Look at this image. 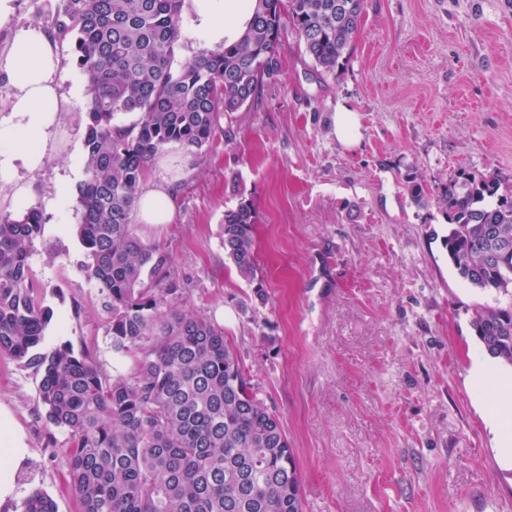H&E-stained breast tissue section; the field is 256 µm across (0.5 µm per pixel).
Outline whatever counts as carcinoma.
Here are the masks:
<instances>
[{
	"label": "carcinoma",
	"instance_id": "1",
	"mask_svg": "<svg viewBox=\"0 0 512 512\" xmlns=\"http://www.w3.org/2000/svg\"><path fill=\"white\" fill-rule=\"evenodd\" d=\"M184 0H56L49 32L71 46L87 77L86 179L76 233L85 278L102 296L112 351L133 355L107 378L63 342L45 348L54 310L30 280L41 210L0 213V354L40 375L46 422L71 443L66 464L81 512H302L301 485L281 420L247 380L224 328L177 310L170 259L137 230L135 213L155 156L170 145L198 155L222 121L279 76L289 21L316 68L350 54L365 0H250L239 39L174 67ZM136 113L121 124V114ZM445 247L459 277L512 295V183L478 169L450 176L437 197ZM247 202L224 212V252L265 301ZM492 358L512 366V301L475 308L471 321ZM19 512H57L39 489Z\"/></svg>",
	"mask_w": 512,
	"mask_h": 512
}]
</instances>
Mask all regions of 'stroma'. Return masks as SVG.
<instances>
[{"label": "stroma", "instance_id": "obj_1", "mask_svg": "<svg viewBox=\"0 0 512 512\" xmlns=\"http://www.w3.org/2000/svg\"><path fill=\"white\" fill-rule=\"evenodd\" d=\"M60 52L59 90L77 104L42 169L25 175L45 224L31 279L55 311L49 344L71 342L111 375L132 360L112 351L74 231L89 87L70 46ZM278 53L279 79L225 117L206 156L173 146L152 165L147 186L169 184L176 212L139 231L171 257L175 308L223 327L279 415L303 512H512V466L469 378L484 353L474 309L507 298L458 276L444 210L407 190L414 179L434 196L461 167L512 179V0H366L335 72L316 73L292 28ZM341 103L360 116L359 147L336 138ZM244 200L262 302L222 245L224 213ZM38 384L0 354V416L27 450L0 512L35 488L79 512L70 442L46 423Z\"/></svg>", "mask_w": 512, "mask_h": 512}]
</instances>
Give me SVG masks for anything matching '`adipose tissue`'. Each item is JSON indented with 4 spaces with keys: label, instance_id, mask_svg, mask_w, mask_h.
I'll list each match as a JSON object with an SVG mask.
<instances>
[{
    "label": "adipose tissue",
    "instance_id": "1",
    "mask_svg": "<svg viewBox=\"0 0 512 512\" xmlns=\"http://www.w3.org/2000/svg\"><path fill=\"white\" fill-rule=\"evenodd\" d=\"M193 36L199 47L212 49L224 41L236 40L249 17L239 0H190ZM61 59L57 43L38 25L16 29L5 56L0 57V74L13 88L10 115L0 121V182L12 185L11 211L21 215L32 205L20 170L40 169L48 147L70 106L59 91L57 75ZM170 187L157 186L143 191L138 199V218L143 224L170 223L174 213ZM471 378L477 388L491 390L495 407L489 416L499 438L503 461H512V378L499 372L488 360L475 363Z\"/></svg>",
    "mask_w": 512,
    "mask_h": 512
}]
</instances>
